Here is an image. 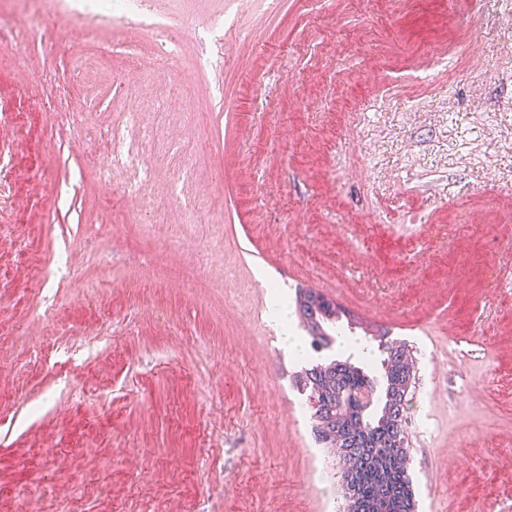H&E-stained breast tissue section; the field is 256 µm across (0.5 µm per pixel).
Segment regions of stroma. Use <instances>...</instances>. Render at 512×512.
Masks as SVG:
<instances>
[{"label":"stroma","mask_w":512,"mask_h":512,"mask_svg":"<svg viewBox=\"0 0 512 512\" xmlns=\"http://www.w3.org/2000/svg\"><path fill=\"white\" fill-rule=\"evenodd\" d=\"M511 7L144 0L179 44L152 74L155 43L100 16L44 13L48 45L0 46V512L341 498L268 326L276 287L355 315L328 357L376 371L366 324L418 350L415 512H512ZM227 13L206 62L197 35ZM132 106L154 126L138 199L97 177ZM62 246L79 275L47 317L36 266Z\"/></svg>","instance_id":"1"}]
</instances>
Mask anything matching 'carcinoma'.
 Listing matches in <instances>:
<instances>
[{"mask_svg": "<svg viewBox=\"0 0 512 512\" xmlns=\"http://www.w3.org/2000/svg\"><path fill=\"white\" fill-rule=\"evenodd\" d=\"M294 303L314 347L326 348L335 342L327 327L346 314L345 309L324 302L323 294L310 288L297 290ZM367 333L384 355L381 379L348 360L334 359L299 372L296 385L307 393L316 441L352 460V467L342 475L348 512H415L405 466L409 448L400 431V414L407 408L414 380V373L405 366L408 347L388 340L384 331L371 327ZM359 391L375 399H351V393Z\"/></svg>", "mask_w": 512, "mask_h": 512, "instance_id": "carcinoma-1", "label": "carcinoma"}]
</instances>
